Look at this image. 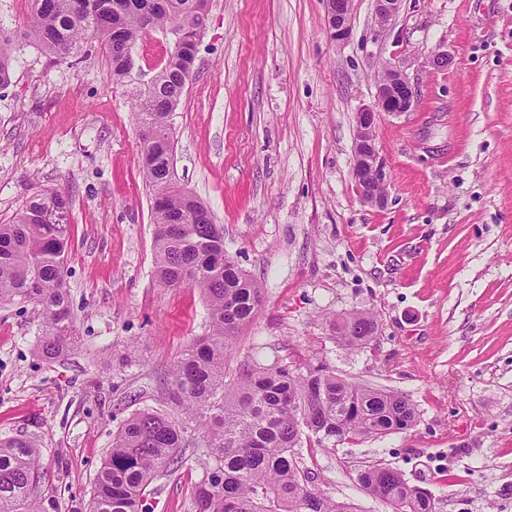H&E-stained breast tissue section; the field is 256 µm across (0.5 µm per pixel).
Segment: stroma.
I'll list each match as a JSON object with an SVG mask.
<instances>
[{
	"instance_id": "obj_1",
	"label": "stroma",
	"mask_w": 512,
	"mask_h": 512,
	"mask_svg": "<svg viewBox=\"0 0 512 512\" xmlns=\"http://www.w3.org/2000/svg\"><path fill=\"white\" fill-rule=\"evenodd\" d=\"M327 0H209L194 73L170 122L177 181L224 230L229 258L264 290L239 333L232 372L252 363L326 366L406 395L416 425L304 454L315 485L359 512H390L357 488L383 463L430 492L436 512H512V0H402L379 24L351 0V33L328 31ZM31 4L0 0L17 37L0 89V224L32 195L71 200L65 261L78 345L36 352L41 316L0 302V438L40 448L45 512H85L123 422L143 409L181 420L172 370L208 330L204 296L154 277L153 191L139 171L130 90L99 47L58 60L22 35ZM171 44L132 50L147 82ZM448 53V67L427 57ZM416 91L374 135L386 203L353 176L355 114L388 64ZM372 312L367 347L330 322ZM158 478L152 512H196L203 439Z\"/></svg>"
}]
</instances>
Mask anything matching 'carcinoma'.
I'll return each mask as SVG.
<instances>
[{"instance_id": "cac0c4a2", "label": "carcinoma", "mask_w": 512, "mask_h": 512, "mask_svg": "<svg viewBox=\"0 0 512 512\" xmlns=\"http://www.w3.org/2000/svg\"><path fill=\"white\" fill-rule=\"evenodd\" d=\"M209 0H33L25 37L66 59L87 40L110 60L112 83L130 80L129 55L145 34L175 31L177 40L134 100L143 180L156 192L154 275L165 288H197L208 303L207 334L180 354L174 399L185 420L140 410L113 438L94 483L89 512H150L147 489L182 462L185 433L202 431L208 464L194 498L197 512H354L351 503L313 486L300 449H336L345 440L381 439L408 429L418 411L405 396L351 383L319 365L257 366L227 380L225 359L239 331L263 304V288L224 253V234L207 207L175 181L170 115L193 72ZM14 39L0 34V86L11 79ZM70 202L57 190L34 195L12 223L0 224V301L40 308L38 354L58 360L77 343L65 280ZM347 346L371 343L369 311L333 326ZM40 450L30 438L0 439V512H40L34 489ZM360 490L391 512H436L432 495L381 464L363 468Z\"/></svg>"}]
</instances>
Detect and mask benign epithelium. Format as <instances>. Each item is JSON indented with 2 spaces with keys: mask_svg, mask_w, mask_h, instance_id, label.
<instances>
[{
  "mask_svg": "<svg viewBox=\"0 0 512 512\" xmlns=\"http://www.w3.org/2000/svg\"><path fill=\"white\" fill-rule=\"evenodd\" d=\"M328 28L331 37L345 41L350 35L349 0H327ZM415 101V92L402 71L395 65L386 68L384 79L378 86L373 105L360 108L355 113L356 141L353 173L360 199L371 206L385 204L380 188L387 182V173L378 156L373 130L381 112H408Z\"/></svg>",
  "mask_w": 512,
  "mask_h": 512,
  "instance_id": "7a95c632",
  "label": "benign epithelium"
}]
</instances>
